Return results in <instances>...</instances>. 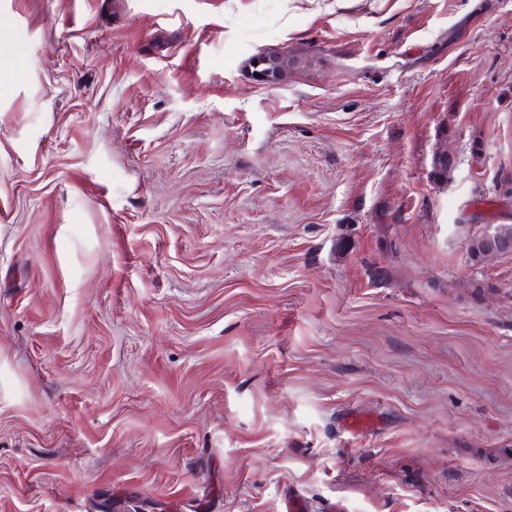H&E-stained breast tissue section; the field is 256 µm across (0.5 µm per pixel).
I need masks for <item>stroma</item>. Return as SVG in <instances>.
<instances>
[{
  "label": "stroma",
  "mask_w": 512,
  "mask_h": 512,
  "mask_svg": "<svg viewBox=\"0 0 512 512\" xmlns=\"http://www.w3.org/2000/svg\"><path fill=\"white\" fill-rule=\"evenodd\" d=\"M0 57V512H512V0H0Z\"/></svg>",
  "instance_id": "stroma-1"
}]
</instances>
